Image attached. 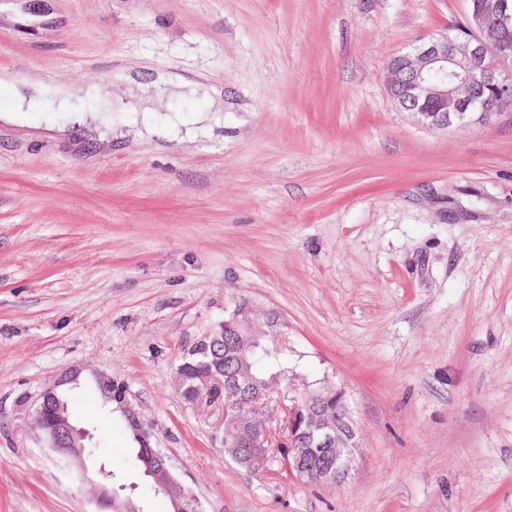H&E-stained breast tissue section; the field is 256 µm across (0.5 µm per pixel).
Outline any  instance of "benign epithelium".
Listing matches in <instances>:
<instances>
[{"mask_svg": "<svg viewBox=\"0 0 512 512\" xmlns=\"http://www.w3.org/2000/svg\"><path fill=\"white\" fill-rule=\"evenodd\" d=\"M462 27L466 36L449 38L443 34L417 44L413 52L396 56L386 66L385 86L389 97L404 112L412 114L421 124L436 129L453 125L465 126L480 122L486 113L477 105V96L486 88L498 91L500 100H512V7L508 0H481L467 13ZM246 315L238 308L225 322L226 330L237 337L236 366L229 385L231 394L238 396L254 388L253 377L244 369L246 357L239 352L247 339L240 334L245 329ZM80 372L63 370L55 381L38 396L32 415V425L45 442L48 452L86 474V457L73 459L68 453L67 436L90 434L76 428L68 418L50 417L47 404L59 400V395L79 384ZM105 403H116L141 443L150 447V434L139 419L138 412L126 397V390L116 389L112 377L95 378ZM342 392L333 388L327 394L312 395L305 385L296 383L279 402L283 412L284 432L288 433L289 455L293 456L298 482L318 472L322 483L341 482L350 467L351 448L355 432L349 412L341 402ZM336 401L333 417L325 416L328 404ZM272 416L256 418L243 425L234 420V443L256 454L267 447ZM157 468L149 471L157 489L171 498L174 512H182L184 486L173 479V465L160 450L155 451Z\"/></svg>", "mask_w": 512, "mask_h": 512, "instance_id": "obj_1", "label": "benign epithelium"}]
</instances>
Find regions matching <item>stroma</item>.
Wrapping results in <instances>:
<instances>
[{
    "mask_svg": "<svg viewBox=\"0 0 512 512\" xmlns=\"http://www.w3.org/2000/svg\"><path fill=\"white\" fill-rule=\"evenodd\" d=\"M467 7L0 0V72L63 77L78 107L0 120V512H95L31 428L67 368L90 471L148 512L172 506L95 375L126 383L203 512H512V102L437 130L383 82ZM161 75L188 85L142 92ZM242 304L301 378L343 392V482L241 469L222 407L184 400L182 352Z\"/></svg>",
    "mask_w": 512,
    "mask_h": 512,
    "instance_id": "1",
    "label": "stroma"
}]
</instances>
